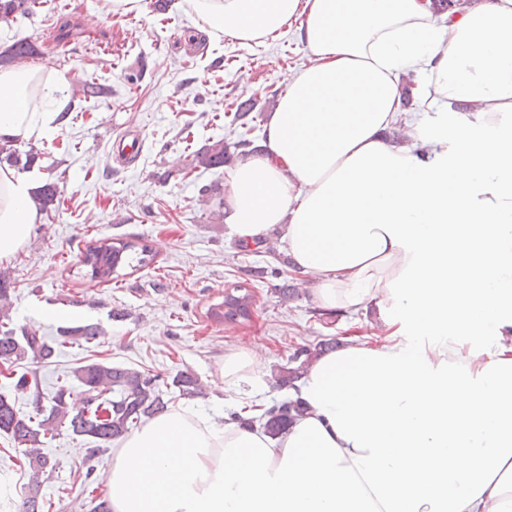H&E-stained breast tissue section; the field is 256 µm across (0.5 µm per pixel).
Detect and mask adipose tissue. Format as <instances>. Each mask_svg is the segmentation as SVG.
Returning <instances> with one entry per match:
<instances>
[{
  "label": "adipose tissue",
  "instance_id": "ef3b65f1",
  "mask_svg": "<svg viewBox=\"0 0 512 512\" xmlns=\"http://www.w3.org/2000/svg\"><path fill=\"white\" fill-rule=\"evenodd\" d=\"M212 40L297 29L308 66L227 173L240 239L279 229L326 312L378 305L367 341L313 361L278 436L185 408L101 478L112 512H512V0H178ZM435 119L384 132L401 80ZM67 80L0 69V140L57 131ZM0 165V261L40 215Z\"/></svg>",
  "mask_w": 512,
  "mask_h": 512
}]
</instances>
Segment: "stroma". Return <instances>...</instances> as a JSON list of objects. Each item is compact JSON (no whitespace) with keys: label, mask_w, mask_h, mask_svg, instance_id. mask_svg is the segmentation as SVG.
<instances>
[{"label":"stroma","mask_w":512,"mask_h":512,"mask_svg":"<svg viewBox=\"0 0 512 512\" xmlns=\"http://www.w3.org/2000/svg\"><path fill=\"white\" fill-rule=\"evenodd\" d=\"M141 14L114 17L102 0H38L32 11L0 24V51L15 40L34 42L35 65L63 71L72 103L58 131L17 141L39 153L43 181L58 184L61 201L42 213L28 243L0 262L10 283V307L0 326L26 328L52 339L69 327L95 325L99 339L66 344L35 370L44 393L57 378L80 365L103 361L148 371L169 383L191 371L205 389L185 399L171 388L172 407L189 408L223 424L245 394L269 404L289 397L275 377L292 366L301 346L365 334L378 310L333 314L317 308L310 283L296 281L278 231L268 235L272 253L240 251L238 238L219 218L226 168L196 167L203 145L248 137L262 141L265 124L286 91L287 79L308 62L305 45L287 34L263 46L211 42L177 6L154 11L143 0ZM96 77L111 93L88 102L81 82ZM255 100L251 126L234 122L240 100ZM139 136L142 152L129 159L114 152L120 134ZM106 239L131 243L129 261L110 284L90 277L80 261L90 244ZM151 261L133 266L141 247ZM263 276H254L257 268ZM295 282L294 299L274 288ZM253 296L249 320L216 322L210 310L235 289ZM255 349V385L214 386L225 353ZM46 454L56 463L43 475L51 512H90L92 494H105L98 473L112 457L91 438L61 432ZM0 479L22 502L32 483L17 443L0 434Z\"/></svg>","instance_id":"1"}]
</instances>
